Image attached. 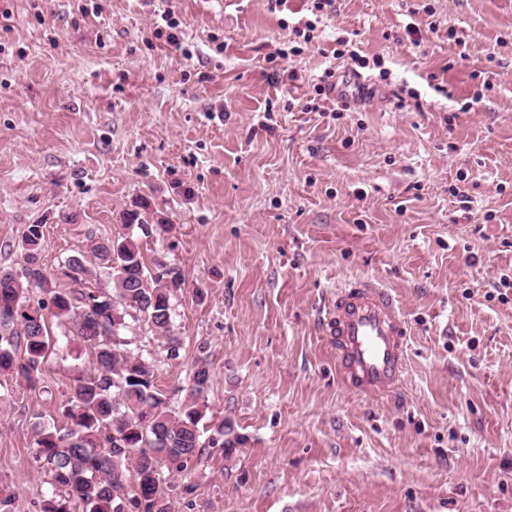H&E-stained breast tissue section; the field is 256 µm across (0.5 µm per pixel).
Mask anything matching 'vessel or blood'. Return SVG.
I'll use <instances>...</instances> for the list:
<instances>
[{
	"label": "vessel or blood",
	"mask_w": 512,
	"mask_h": 512,
	"mask_svg": "<svg viewBox=\"0 0 512 512\" xmlns=\"http://www.w3.org/2000/svg\"><path fill=\"white\" fill-rule=\"evenodd\" d=\"M323 334L347 389L381 393L400 380L408 334L405 312L398 297L378 281L354 279L338 287Z\"/></svg>",
	"instance_id": "vessel-or-blood-1"
}]
</instances>
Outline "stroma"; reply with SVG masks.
I'll return each mask as SVG.
<instances>
[{
	"label": "stroma",
	"instance_id": "stroma-1",
	"mask_svg": "<svg viewBox=\"0 0 512 512\" xmlns=\"http://www.w3.org/2000/svg\"><path fill=\"white\" fill-rule=\"evenodd\" d=\"M310 6L0 0V271L22 270L31 224L50 270L131 212L164 225L140 244L181 273L178 353L145 321L130 336L175 409L206 355L203 424L246 438L207 449L190 498L165 475L174 512H512V0H334L289 54ZM165 12L191 55L155 38ZM351 36L357 76L323 54ZM327 68L347 97L301 111ZM355 277L407 314L388 395L345 389L321 331ZM95 367L84 348L36 389L0 377L5 512L57 494L34 435ZM210 431L213 434L209 436L208 448H214L218 445L219 448L223 449L226 458H231L245 440V437L237 431L233 422L228 419L215 425Z\"/></svg>",
	"mask_w": 512,
	"mask_h": 512
}]
</instances>
